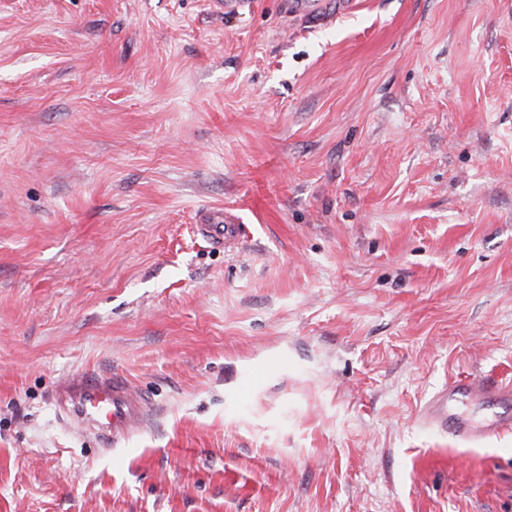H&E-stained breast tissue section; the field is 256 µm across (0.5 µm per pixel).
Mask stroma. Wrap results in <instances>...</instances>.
<instances>
[{"mask_svg": "<svg viewBox=\"0 0 512 512\" xmlns=\"http://www.w3.org/2000/svg\"><path fill=\"white\" fill-rule=\"evenodd\" d=\"M290 2L0 0V512H512V0ZM199 223L196 224L198 233L216 247L224 246V249L233 247L242 235L240 226L227 220L222 212L204 213L200 217ZM53 400L62 414L114 448L144 423L150 404L124 376L112 373L71 376L56 387ZM477 394L501 406L506 414L496 416L480 426L464 418L448 415V405L460 397ZM512 382H489L485 379H461L443 385L428 400L421 414L425 431L435 435H448L460 443L476 445L512 428Z\"/></svg>", "mask_w": 512, "mask_h": 512, "instance_id": "35a3bbf8", "label": "stroma"}]
</instances>
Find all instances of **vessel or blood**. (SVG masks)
<instances>
[{
	"label": "vessel or blood",
	"instance_id": "1",
	"mask_svg": "<svg viewBox=\"0 0 512 512\" xmlns=\"http://www.w3.org/2000/svg\"><path fill=\"white\" fill-rule=\"evenodd\" d=\"M199 234L214 246L233 247L242 235L239 225L223 213L203 214L196 226ZM477 394L501 406L502 415L476 426L464 418H453L448 406L458 398ZM57 409L78 424L94 429L109 445L120 444L145 421L149 408L147 396L134 389L119 374L74 375L60 383L54 392ZM425 431L448 435L458 442L476 445L512 428V382L461 379L443 385L428 400L421 414Z\"/></svg>",
	"mask_w": 512,
	"mask_h": 512
}]
</instances>
